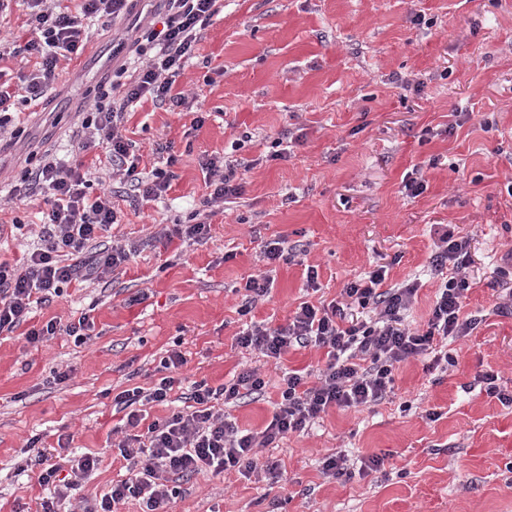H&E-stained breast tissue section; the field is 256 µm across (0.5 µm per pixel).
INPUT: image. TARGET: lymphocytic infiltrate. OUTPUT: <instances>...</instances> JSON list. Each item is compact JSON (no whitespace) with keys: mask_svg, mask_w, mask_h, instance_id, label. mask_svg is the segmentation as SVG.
<instances>
[{"mask_svg":"<svg viewBox=\"0 0 512 512\" xmlns=\"http://www.w3.org/2000/svg\"><path fill=\"white\" fill-rule=\"evenodd\" d=\"M22 2L28 10L24 43L10 53L0 46V62L14 54L36 59L38 66L19 84L0 81V136L22 135L13 115L16 106L47 95L61 62H72L83 53L94 19L114 23L113 55L142 58L135 76H128L122 66L113 72L110 84H99L74 133L76 153L62 161L45 152L21 173L12 189L18 200L42 194L45 208L36 245L15 262L0 261V333L21 328L32 345L66 336L80 346L90 338L88 315L64 322L53 318L37 328L28 324L34 308L62 297L65 285L114 272L136 251L131 244L99 245V238L120 223L121 215L112 202V188L92 193L93 169L86 165L84 154L104 148L111 178L122 185L131 207L157 200L168 191L174 178V143H155L156 165L147 172L140 170L141 157L124 134L128 111L144 100L172 109L186 106L185 94L174 86L195 55L198 31L220 15L224 0H155L128 31L120 23L131 17L137 0H81L75 12L63 8L59 0ZM199 165L211 191L187 223L164 232L165 240L192 245L210 239L209 218L215 208L244 192L237 177L238 161L205 154ZM468 245L466 238L450 233L435 243L428 264L437 288L425 328L411 327L406 321L417 302V283L388 285L389 268L379 265L364 278L347 283L341 301L320 307L304 301L286 323H253L238 332L237 346L269 364L280 365L288 351L307 347L322 351L325 359L315 375L298 370L284 373L280 400L261 430L240 428L215 408L219 400L228 405L262 394L266 381L258 368L242 369L224 386L213 388L203 381L186 382L180 373L187 362L185 352L168 350L155 368L158 378L151 387L125 389L113 398L126 412L117 448L128 463V476L110 492L68 504L67 491L74 483L60 473L67 468L78 476L97 469L98 457L89 454L72 459L39 450L19 464V471L36 473L39 484L50 490L41 512H120V505L130 499L139 502L141 512H170L181 493L179 480L204 472L234 471L277 483L279 464L264 459L263 449L306 432L330 410L377 404L392 391L394 371L401 363L424 357L431 371L453 363L446 350L449 340L470 336L479 323L463 311L471 288L466 275ZM182 387L188 390L185 407L152 421L142 414L143 406L167 404L173 390Z\"/></svg>","mask_w":512,"mask_h":512,"instance_id":"obj_1","label":"lymphocytic infiltrate"}]
</instances>
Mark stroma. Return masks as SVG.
<instances>
[{
    "label": "stroma",
    "mask_w": 512,
    "mask_h": 512,
    "mask_svg": "<svg viewBox=\"0 0 512 512\" xmlns=\"http://www.w3.org/2000/svg\"><path fill=\"white\" fill-rule=\"evenodd\" d=\"M93 54L60 72L39 104L23 114L26 132L0 144V191L29 164L35 146L63 154L73 145L90 91L112 75V28L95 21ZM195 108H132L127 135L145 166L155 142L171 140L178 158L166 195L122 210L113 240L137 243L123 267L94 284L69 285L38 308L34 324L88 313L91 339L26 344L0 334V512H40L45 490L18 472L31 437L41 446L71 436L72 453H103L74 497H92L126 478L111 447L123 417L112 397L149 386L148 375L175 340L188 359L181 374L218 387L243 366L261 368L268 385L229 412L240 427L262 428L279 399L281 369L317 367L323 355L298 348L281 369L239 350L246 320L286 323L299 303L337 299L343 285L375 266L389 284L417 282L409 321L423 326L436 283L428 259L444 231L470 241L472 288L466 310L480 322L449 342L456 363L425 371L411 360L395 371L385 400L361 410H333L308 433L272 449L279 483L231 472L182 483L172 512H512V405L488 396L491 372L512 392V315L496 310L486 282L512 266V0H224V10L196 45L176 83ZM207 112L192 129L195 110ZM288 158L268 160L276 140ZM204 154L251 162L242 196L212 219V237L181 256L159 237L198 208L206 194ZM422 169L425 191L404 190ZM41 196L0 205V259L21 246L13 221H39ZM305 249L282 263L270 296L250 317L238 313L237 289L264 269L265 241L276 235ZM316 266L317 291L306 268ZM145 293L142 303L128 299ZM68 379L54 383V371ZM438 412L436 421L426 411ZM380 456L385 470L328 480L324 457Z\"/></svg>",
    "instance_id": "stroma-1"
}]
</instances>
